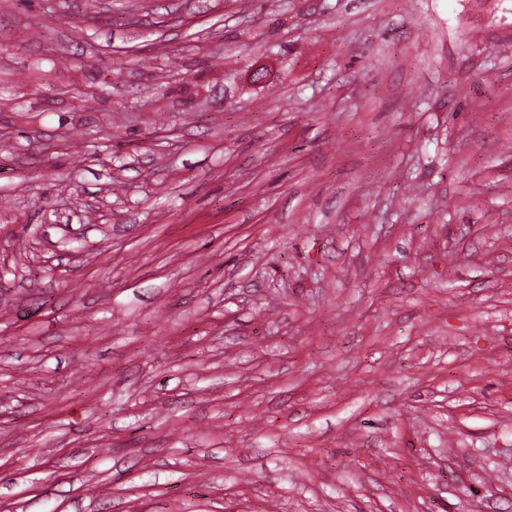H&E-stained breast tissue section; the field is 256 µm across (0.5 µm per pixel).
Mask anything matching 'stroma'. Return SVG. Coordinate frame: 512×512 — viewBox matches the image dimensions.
Returning a JSON list of instances; mask_svg holds the SVG:
<instances>
[{"instance_id": "1", "label": "stroma", "mask_w": 512, "mask_h": 512, "mask_svg": "<svg viewBox=\"0 0 512 512\" xmlns=\"http://www.w3.org/2000/svg\"><path fill=\"white\" fill-rule=\"evenodd\" d=\"M0 512H512V0H0Z\"/></svg>"}]
</instances>
